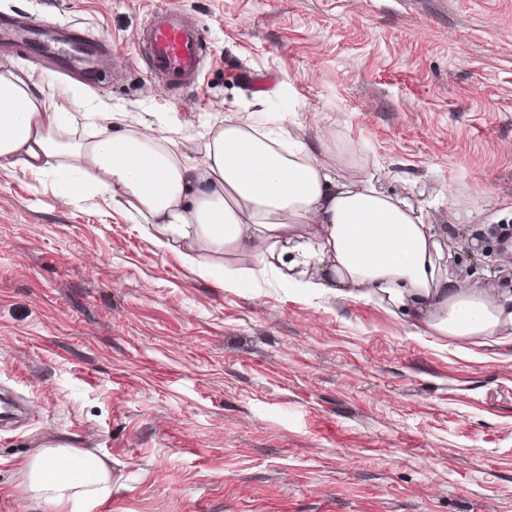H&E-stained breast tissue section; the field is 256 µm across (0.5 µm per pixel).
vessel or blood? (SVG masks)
I'll return each instance as SVG.
<instances>
[{"mask_svg":"<svg viewBox=\"0 0 512 512\" xmlns=\"http://www.w3.org/2000/svg\"><path fill=\"white\" fill-rule=\"evenodd\" d=\"M0 44L55 57L65 70L84 74L105 49L104 43L85 40L71 30L20 17L0 23ZM205 49L201 29L180 7L171 4L151 11L138 56L150 75L162 84L184 88L197 82Z\"/></svg>","mask_w":512,"mask_h":512,"instance_id":"b4317fda","label":"vessel or blood"}]
</instances>
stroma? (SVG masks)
<instances>
[{
    "instance_id": "1",
    "label": "stroma",
    "mask_w": 512,
    "mask_h": 512,
    "mask_svg": "<svg viewBox=\"0 0 512 512\" xmlns=\"http://www.w3.org/2000/svg\"><path fill=\"white\" fill-rule=\"evenodd\" d=\"M203 30L196 85L136 55L152 9ZM112 44L83 81L18 48L47 98L149 125L198 158L226 118L335 134L323 161L432 224L464 288L512 289V0H0ZM74 193L72 205L54 197ZM0 512L37 450L110 463L94 512H512V348L419 336L387 306L221 288L75 174L0 175Z\"/></svg>"
}]
</instances>
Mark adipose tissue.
Segmentation results:
<instances>
[{
	"instance_id": "ef3b65f1",
	"label": "adipose tissue",
	"mask_w": 512,
	"mask_h": 512,
	"mask_svg": "<svg viewBox=\"0 0 512 512\" xmlns=\"http://www.w3.org/2000/svg\"><path fill=\"white\" fill-rule=\"evenodd\" d=\"M76 122L42 99L33 75L0 70V172L57 163L129 205L159 247L184 248L188 263H200V245L253 258L212 271L219 287L271 275L307 295L387 304L434 336L512 343V290L492 295L448 279L423 215L372 180L338 177L321 159L325 138L229 120L196 160L149 127L81 141L69 136ZM24 477L28 497L58 512L75 503L92 512L112 491L106 463L67 446L40 449Z\"/></svg>"
}]
</instances>
